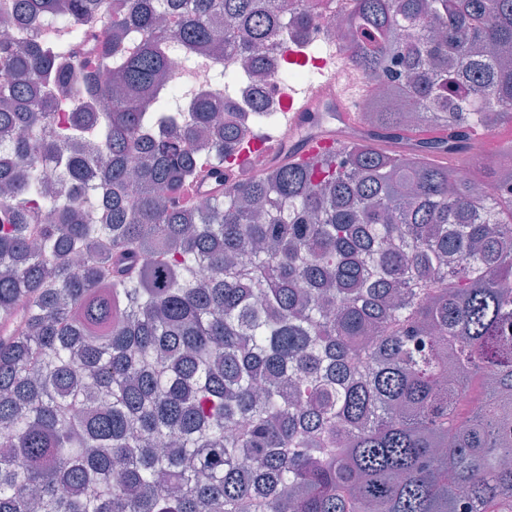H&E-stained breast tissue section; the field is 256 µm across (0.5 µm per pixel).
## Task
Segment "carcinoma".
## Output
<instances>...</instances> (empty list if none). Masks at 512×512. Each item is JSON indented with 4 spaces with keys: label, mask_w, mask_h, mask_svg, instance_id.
<instances>
[{
    "label": "carcinoma",
    "mask_w": 512,
    "mask_h": 512,
    "mask_svg": "<svg viewBox=\"0 0 512 512\" xmlns=\"http://www.w3.org/2000/svg\"><path fill=\"white\" fill-rule=\"evenodd\" d=\"M102 2L0 0L55 28L0 35V512H512V163L487 200L433 160L512 122V0H354L362 137L202 208L276 113L175 111L174 58L261 75L311 9Z\"/></svg>",
    "instance_id": "obj_1"
}]
</instances>
